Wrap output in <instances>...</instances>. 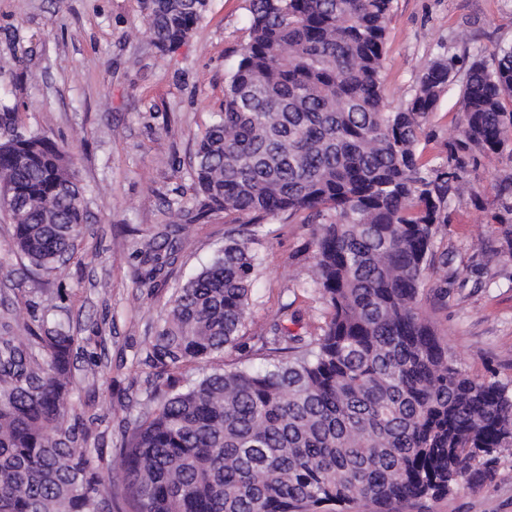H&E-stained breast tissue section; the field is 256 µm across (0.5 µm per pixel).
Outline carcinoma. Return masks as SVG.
I'll use <instances>...</instances> for the list:
<instances>
[{
    "label": "carcinoma",
    "mask_w": 512,
    "mask_h": 512,
    "mask_svg": "<svg viewBox=\"0 0 512 512\" xmlns=\"http://www.w3.org/2000/svg\"><path fill=\"white\" fill-rule=\"evenodd\" d=\"M394 0H248L249 40L224 89V112L198 140V217L236 227L159 315L145 361L167 375L122 441L89 457L74 406L69 323L47 311L30 339L0 336V512H400L465 482L492 480L512 451V389L454 363L423 310L448 253L435 244L448 205L481 158L512 160V44L477 54L445 160L417 146L455 76L434 60L410 99L386 109L382 72ZM167 51L208 0H139ZM512 213V173L496 185ZM0 205L12 246L47 271L71 258L86 222L64 149L0 110ZM286 214L316 225L312 282L320 332L282 319L261 329L263 368L217 362L242 346L262 266L252 244ZM174 245L147 242L140 284L162 277ZM466 283L433 289L448 303Z\"/></svg>",
    "instance_id": "carcinoma-1"
}]
</instances>
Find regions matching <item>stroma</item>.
<instances>
[{"instance_id":"1","label":"stroma","mask_w":512,"mask_h":512,"mask_svg":"<svg viewBox=\"0 0 512 512\" xmlns=\"http://www.w3.org/2000/svg\"><path fill=\"white\" fill-rule=\"evenodd\" d=\"M248 40L246 0H209L192 36L169 53L146 32L137 0H0V101L20 126L66 145L84 190L87 221L74 258L54 272L13 253L12 221L0 213V333L25 337L48 307L70 321L82 346L73 357L74 398L86 403L89 448L121 441L119 402L138 405L152 370L142 348L175 289L223 247V213L194 221L195 145L224 109V85ZM512 43V0H395L383 71L385 102L396 107L416 78L442 56L458 74L477 52ZM460 82L441 98L420 138L425 159L446 156L459 113ZM512 173L508 157L482 159L467 175L474 193L455 197L438 251L448 252L469 287L447 305L425 302L458 367L478 379L512 383V250L495 185ZM181 228L182 245L167 277L135 284L141 240ZM260 251L252 317L271 323L281 307L298 332H317L323 304L310 287L313 227L279 216ZM495 278L473 287L489 255ZM403 512H512V458L492 482L404 507Z\"/></svg>"}]
</instances>
